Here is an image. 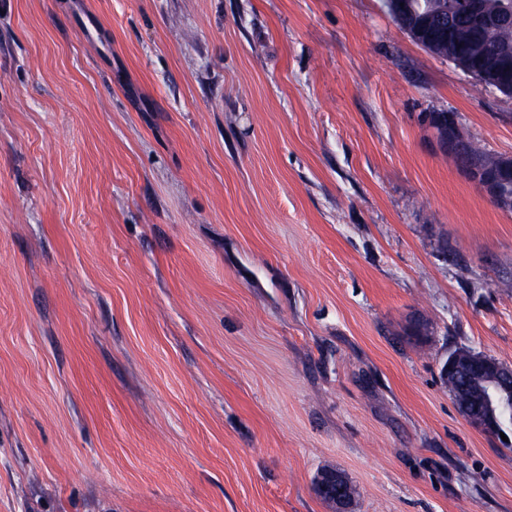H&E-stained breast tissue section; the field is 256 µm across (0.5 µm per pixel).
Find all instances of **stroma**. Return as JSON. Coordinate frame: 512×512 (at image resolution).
<instances>
[{
    "mask_svg": "<svg viewBox=\"0 0 512 512\" xmlns=\"http://www.w3.org/2000/svg\"><path fill=\"white\" fill-rule=\"evenodd\" d=\"M512 96L385 0H0V512H512L440 379L512 366ZM439 140L444 152L456 162L458 169L477 186L483 195L500 209L510 210L512 208L511 197L507 199L502 193L503 180L500 177V172L502 174L511 172L512 174V157L505 158L490 154L472 141L469 146L468 140L459 129L456 118L450 113H448V135ZM471 153L489 170L498 168V161L502 157L500 171L496 173L486 171ZM341 473L333 469H324L318 474L316 483L323 492L331 491V506L334 512H351L354 496ZM339 489H343V492H339Z\"/></svg>",
    "mask_w": 512,
    "mask_h": 512,
    "instance_id": "35a3bbf8",
    "label": "stroma"
}]
</instances>
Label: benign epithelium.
<instances>
[{
    "instance_id": "benign-epithelium-1",
    "label": "benign epithelium",
    "mask_w": 512,
    "mask_h": 512,
    "mask_svg": "<svg viewBox=\"0 0 512 512\" xmlns=\"http://www.w3.org/2000/svg\"><path fill=\"white\" fill-rule=\"evenodd\" d=\"M471 23L469 34L473 35L493 23L496 17L482 11L480 0H469ZM406 33L422 47H429L434 39L446 38L456 45L464 43V38L453 28H434L425 18L420 17L405 28ZM448 61L486 86H491L512 96V82L503 76L506 64L512 62V55L504 50H496L479 61L469 58L462 50L448 57ZM448 157L458 169L494 205L503 210L512 208V199L502 193L503 180L500 174L512 173V157L501 158L500 171L489 172L481 167L470 152L468 140L459 129L456 118L448 115V135L440 139ZM442 382L453 378L461 382L456 391L464 405L475 401L473 408L465 410L463 417L473 427L494 437L512 431V366L498 362L469 348H459L452 352L441 366ZM320 490L331 492L333 512H351L354 496L347 487L344 476L337 470L324 469L316 479Z\"/></svg>"
}]
</instances>
